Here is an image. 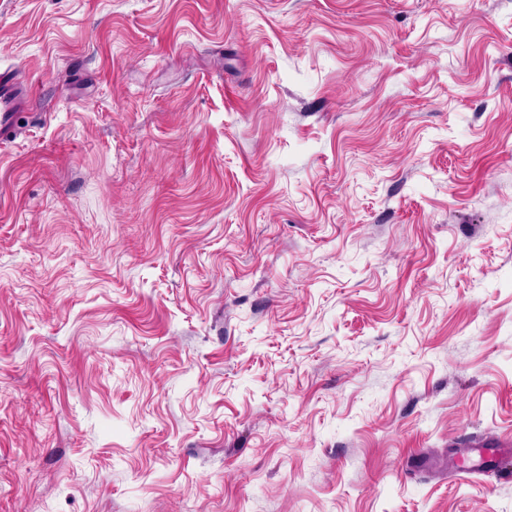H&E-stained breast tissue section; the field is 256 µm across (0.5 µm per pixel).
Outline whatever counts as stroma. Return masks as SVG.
Instances as JSON below:
<instances>
[{"mask_svg":"<svg viewBox=\"0 0 512 512\" xmlns=\"http://www.w3.org/2000/svg\"><path fill=\"white\" fill-rule=\"evenodd\" d=\"M0 512H512V0H0ZM38 110L36 96L25 79L13 70L0 73V143L11 142L19 134V119L24 112Z\"/></svg>","mask_w":512,"mask_h":512,"instance_id":"1","label":"stroma"}]
</instances>
